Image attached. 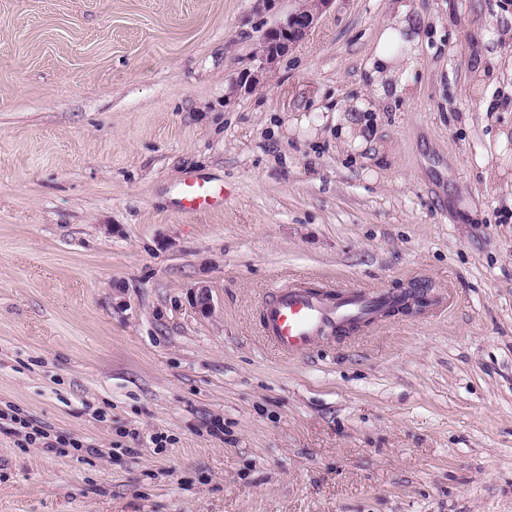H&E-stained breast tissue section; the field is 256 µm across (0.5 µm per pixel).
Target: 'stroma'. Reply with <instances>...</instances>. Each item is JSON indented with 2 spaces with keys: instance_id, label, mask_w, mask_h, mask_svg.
Instances as JSON below:
<instances>
[{
  "instance_id": "1",
  "label": "stroma",
  "mask_w": 512,
  "mask_h": 512,
  "mask_svg": "<svg viewBox=\"0 0 512 512\" xmlns=\"http://www.w3.org/2000/svg\"><path fill=\"white\" fill-rule=\"evenodd\" d=\"M299 3L0 0V512H512V0H412L418 90L354 153L395 0L232 88ZM292 280L430 304L289 358ZM336 127H338V135L350 147L357 149L367 144V127H369L368 120L358 122L352 117H339L336 115ZM181 209L187 213L224 207V185L215 184L194 173H186L178 185Z\"/></svg>"
}]
</instances>
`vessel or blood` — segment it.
Returning <instances> with one entry per match:
<instances>
[{
  "label": "vessel or blood",
  "instance_id": "1",
  "mask_svg": "<svg viewBox=\"0 0 512 512\" xmlns=\"http://www.w3.org/2000/svg\"><path fill=\"white\" fill-rule=\"evenodd\" d=\"M180 206L194 213L223 208L224 187L194 173H186L178 185ZM323 290L300 281L281 284L266 296L260 326L279 353L292 356L314 347L327 333L352 322L372 317L381 294L344 289L326 305Z\"/></svg>",
  "mask_w": 512,
  "mask_h": 512
}]
</instances>
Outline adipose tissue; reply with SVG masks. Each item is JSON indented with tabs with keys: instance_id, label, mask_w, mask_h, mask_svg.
Masks as SVG:
<instances>
[{
	"instance_id": "1",
	"label": "adipose tissue",
	"mask_w": 512,
	"mask_h": 512,
	"mask_svg": "<svg viewBox=\"0 0 512 512\" xmlns=\"http://www.w3.org/2000/svg\"><path fill=\"white\" fill-rule=\"evenodd\" d=\"M422 32L420 17L410 0H400L391 17L380 24L363 70L371 97L351 102L348 115L336 120L340 138L350 147L356 149L367 142V124L357 121L356 113L374 112L386 102L414 95Z\"/></svg>"
}]
</instances>
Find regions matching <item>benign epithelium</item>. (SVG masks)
<instances>
[{
  "mask_svg": "<svg viewBox=\"0 0 512 512\" xmlns=\"http://www.w3.org/2000/svg\"><path fill=\"white\" fill-rule=\"evenodd\" d=\"M306 2L307 5L267 28L268 39L256 52L252 65L232 79L234 90L249 91L262 84L264 74L306 37L331 0H306ZM192 301L202 316L209 317L214 313L212 299L206 286L196 287Z\"/></svg>",
  "mask_w": 512,
  "mask_h": 512,
  "instance_id": "7a95c632",
  "label": "benign epithelium"
}]
</instances>
